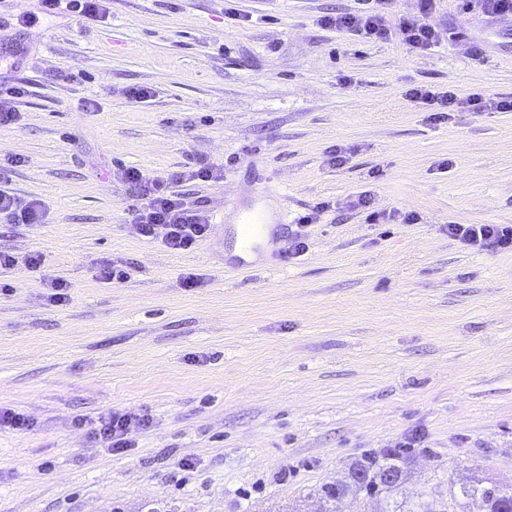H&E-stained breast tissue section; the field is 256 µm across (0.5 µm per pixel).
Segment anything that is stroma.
<instances>
[{
  "mask_svg": "<svg viewBox=\"0 0 512 512\" xmlns=\"http://www.w3.org/2000/svg\"><path fill=\"white\" fill-rule=\"evenodd\" d=\"M31 6L0 0V88L28 89L0 162L48 215L0 218L18 258L0 268V406L34 423L0 429V512H313L312 488L412 434L401 498L512 486V251L447 231L512 224V112L409 95L511 100L512 16L436 0L424 22L449 41L418 51L322 24L357 0H109L100 19L18 26ZM197 160L223 179L186 177ZM130 167L201 202L207 238L138 235ZM321 202L288 259L289 220ZM254 208L274 246L225 273ZM106 261L129 277L100 282ZM116 409L152 418L121 452L72 423ZM409 95L412 98L420 99L429 106H439L436 108L437 111L446 109L447 112H454L458 108H467L472 112H485L489 109H495L500 112L512 111V100H502L496 103H490L479 94H473L466 99L460 100L452 91L445 92L443 95L439 96L435 95V93L430 90L415 88L410 90Z\"/></svg>",
  "mask_w": 512,
  "mask_h": 512,
  "instance_id": "stroma-1",
  "label": "stroma"
}]
</instances>
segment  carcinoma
<instances>
[{
    "label": "carcinoma",
    "mask_w": 512,
    "mask_h": 512,
    "mask_svg": "<svg viewBox=\"0 0 512 512\" xmlns=\"http://www.w3.org/2000/svg\"><path fill=\"white\" fill-rule=\"evenodd\" d=\"M409 457L406 448H393L377 456L367 453L348 469L347 476L357 475L355 481L346 480V476L333 482L324 483L312 491L323 512H334L333 504L339 498L349 497L356 502L366 499L375 503L374 512H448V505L436 500H428L420 494L418 500L407 502L397 497L399 487L386 485L381 481L385 469L404 470ZM488 485L476 481L459 489L463 505L479 504L482 512H512V491H501L492 498L487 495Z\"/></svg>",
    "instance_id": "cac0c4a2"
}]
</instances>
